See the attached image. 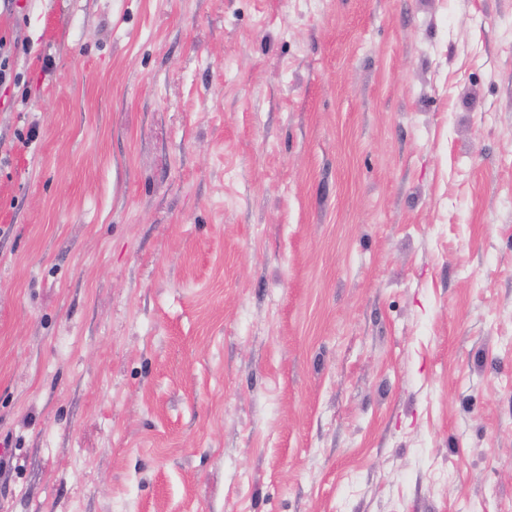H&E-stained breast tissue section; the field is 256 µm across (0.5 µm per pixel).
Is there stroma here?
<instances>
[{"label":"stroma","instance_id":"1","mask_svg":"<svg viewBox=\"0 0 512 512\" xmlns=\"http://www.w3.org/2000/svg\"><path fill=\"white\" fill-rule=\"evenodd\" d=\"M0 32V512H512V0ZM31 52L30 44L18 37H11L8 41L5 36H0V82L18 80L19 74L14 73V58L20 54L28 55Z\"/></svg>","mask_w":512,"mask_h":512}]
</instances>
